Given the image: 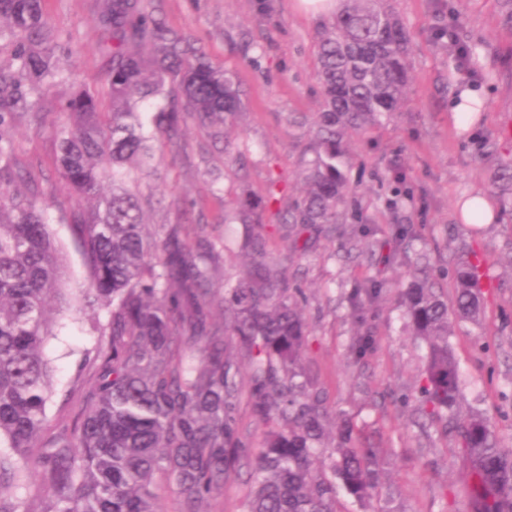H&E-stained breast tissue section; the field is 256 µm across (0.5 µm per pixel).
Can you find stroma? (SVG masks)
<instances>
[{
  "label": "stroma",
  "mask_w": 512,
  "mask_h": 512,
  "mask_svg": "<svg viewBox=\"0 0 512 512\" xmlns=\"http://www.w3.org/2000/svg\"><path fill=\"white\" fill-rule=\"evenodd\" d=\"M168 25L191 36L217 65L232 73L245 92L246 110L230 136L246 155L238 168L209 128L188 123L181 150L159 146L160 176L144 186L153 209L151 228L173 224L178 207L195 202L205 214V236L233 243L241 227L224 221V196L249 187L263 192L270 180L295 196L304 186L300 156L309 142L308 123L320 110L317 34L323 20L307 18L296 0H145ZM389 7L411 35L409 83L399 112L364 132L345 136L346 173L354 194L343 225L354 230L362 212L387 240L391 224L415 225L438 261L473 247L483 252L496 287L486 289L481 323L457 320L450 342L462 378L458 413L480 414L492 422L502 444L512 448V210L500 207L498 221L473 226L458 217V203L474 194H492L488 172L512 162V24L499 0H389ZM48 26L72 45L68 78L53 87L44 104L51 119L36 127L20 121L14 129L15 166L24 180L15 191L34 195L44 208L61 248L72 284L87 278L70 224L59 219L66 194L56 171L54 124L57 104L76 86L99 83L103 60L97 50L94 0H44ZM471 51L468 83L484 102L466 125L450 112L456 93V43ZM303 114L305 127L290 114ZM398 164L413 203L390 213L384 200L393 185L388 168ZM335 243L303 257L275 240L277 258L303 281V312L312 341L304 353L316 388L323 391L330 416L346 415L364 428V446L378 449L383 482L379 512H470V479L457 448L436 428H421L402 394H416L425 365V345L414 336L397 308L408 285L401 263L367 268L334 255ZM377 274L385 288L374 331L376 352L351 365L347 344L355 328L343 294L359 280ZM98 333L90 319L65 318L45 345L53 368L52 421L68 420L76 405H63L85 350Z\"/></svg>",
  "instance_id": "35a3bbf8"
}]
</instances>
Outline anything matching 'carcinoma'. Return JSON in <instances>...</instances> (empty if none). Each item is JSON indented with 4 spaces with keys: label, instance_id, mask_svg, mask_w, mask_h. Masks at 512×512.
I'll list each match as a JSON object with an SVG mask.
<instances>
[{
    "label": "carcinoma",
    "instance_id": "1",
    "mask_svg": "<svg viewBox=\"0 0 512 512\" xmlns=\"http://www.w3.org/2000/svg\"><path fill=\"white\" fill-rule=\"evenodd\" d=\"M342 11L318 36L322 104L305 153V190L286 210H273L278 182L266 195L249 191L224 201V219L242 225L238 248L249 263L212 287L220 251L193 240L187 224H167L152 236L132 184L155 169V143H180L191 118L220 138L245 111L235 77L214 65L184 32L148 12L142 0H97L99 51L109 110L84 86L61 105L55 126L58 174L71 195L96 200L91 209L61 207L78 225L87 284L66 287L59 249L36 202L0 194V512H160L157 489L179 495V512L202 504L246 471L253 490L246 512H338L343 490L368 507L378 498L376 448L356 443L342 421L324 453L326 410L299 364L310 346L298 306L300 284L271 258L272 236L303 254L336 233L353 193L344 137L399 111L408 84L409 32L378 0H343ZM0 44L13 65L0 67V181L15 182L13 129L19 118L42 125L44 88L66 79L60 61L69 45L44 19L43 0H0ZM491 186L512 197V163L492 171ZM412 224L391 228L393 259L411 260L410 283L398 304L414 335L427 344L418 389L419 412L445 419L471 470L472 512H512V450L503 448L482 415L456 418L459 367L448 344L450 318L477 320L484 303L473 259H452L454 298L439 279L444 268L415 248ZM374 232L341 239L346 255L376 264ZM383 282L357 281L344 293L358 325L348 359L374 354L372 322ZM96 319L97 345L80 371L89 387L72 422L50 435L53 396L44 345L54 335L51 306ZM264 428L251 448L239 428L240 406ZM38 478L41 493L28 494Z\"/></svg>",
    "mask_w": 512,
    "mask_h": 512
}]
</instances>
